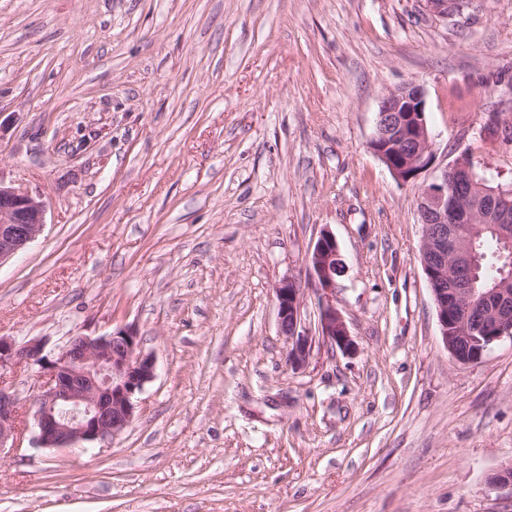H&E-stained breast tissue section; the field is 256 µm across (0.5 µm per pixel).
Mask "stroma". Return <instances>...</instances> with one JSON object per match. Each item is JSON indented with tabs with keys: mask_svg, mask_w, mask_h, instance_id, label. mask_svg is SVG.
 <instances>
[{
	"mask_svg": "<svg viewBox=\"0 0 512 512\" xmlns=\"http://www.w3.org/2000/svg\"><path fill=\"white\" fill-rule=\"evenodd\" d=\"M409 80L436 166L512 186L488 123H512V0H0V180L46 205L0 264V335L131 326L157 360L112 440L0 456V512H512V341L450 358L417 185L368 148ZM325 229L349 353L305 267ZM302 294V289L294 280L284 281L275 288L278 327L288 344L286 365L291 370H298L305 365L312 343L309 336L299 331Z\"/></svg>",
	"mask_w": 512,
	"mask_h": 512,
	"instance_id": "obj_1",
	"label": "stroma"
}]
</instances>
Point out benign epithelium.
Returning a JSON list of instances; mask_svg holds the SVG:
<instances>
[{
    "label": "benign epithelium",
    "instance_id": "1",
    "mask_svg": "<svg viewBox=\"0 0 512 512\" xmlns=\"http://www.w3.org/2000/svg\"><path fill=\"white\" fill-rule=\"evenodd\" d=\"M423 88L414 81L384 93L379 102L375 132L369 141L373 154L400 185L416 182L434 168V136L428 125ZM472 174L466 159L457 160L419 187L418 214L422 224L420 261L437 308L440 335L451 356L456 347L481 344L483 348L504 338L512 340V293L505 284L485 294L498 308L486 321L472 318L474 306L464 275L471 272L475 252L464 241L462 229L448 223L459 212L453 182L461 173ZM46 205L31 190L0 181V264L25 249L42 231ZM310 278L319 297L321 335L339 349H355L346 324L328 294L345 263L333 234L325 229L306 257ZM277 321L288 344L286 365L303 367L312 340L301 327L302 289L293 280L275 288ZM456 335H448V316ZM25 367L37 378L26 413L35 429L34 445L46 450L81 448L112 439L133 421L136 396L155 377V356L144 351L133 327L106 335L76 334L56 352L46 342L32 338L19 343L0 336V372ZM23 440L21 399L0 386V452L17 450Z\"/></svg>",
    "mask_w": 512,
    "mask_h": 512
}]
</instances>
